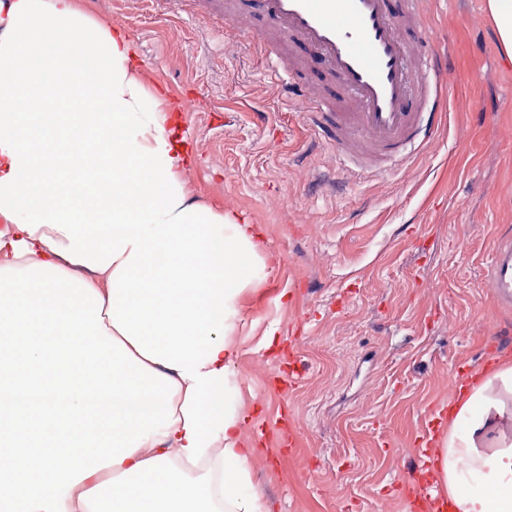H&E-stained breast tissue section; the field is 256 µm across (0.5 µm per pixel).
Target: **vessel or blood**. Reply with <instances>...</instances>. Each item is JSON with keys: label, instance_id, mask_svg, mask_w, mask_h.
Returning <instances> with one entry per match:
<instances>
[{"label": "vessel or blood", "instance_id": "obj_1", "mask_svg": "<svg viewBox=\"0 0 512 512\" xmlns=\"http://www.w3.org/2000/svg\"><path fill=\"white\" fill-rule=\"evenodd\" d=\"M279 38L299 45L304 57L277 51L276 71L288 76L284 90L296 98L323 140L344 161L377 166L404 160L415 144L437 146L438 117L446 108L442 83L447 68L422 31L420 0H260ZM322 65L344 92L338 102L321 98L294 81L305 63ZM497 307L512 310V237L500 238L483 282ZM447 421L436 410L422 435V462L408 471L405 484L412 506L447 512L427 471L428 444Z\"/></svg>", "mask_w": 512, "mask_h": 512}]
</instances>
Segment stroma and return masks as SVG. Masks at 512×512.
Wrapping results in <instances>:
<instances>
[{
    "mask_svg": "<svg viewBox=\"0 0 512 512\" xmlns=\"http://www.w3.org/2000/svg\"><path fill=\"white\" fill-rule=\"evenodd\" d=\"M88 6L127 33L144 84L177 106L194 197L262 230L263 282L243 301L227 394L267 449L252 488L270 512H408L402 477L451 368L512 361V312L480 286L512 233V62L485 0H424L454 84L434 152L382 174L344 164L286 97L254 43L270 28L255 0H236L244 39L194 0ZM300 320L302 375L273 390ZM284 409L299 428L289 450L270 431Z\"/></svg>",
    "mask_w": 512,
    "mask_h": 512,
    "instance_id": "obj_1",
    "label": "stroma"
}]
</instances>
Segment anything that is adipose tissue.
Here are the masks:
<instances>
[{
	"mask_svg": "<svg viewBox=\"0 0 512 512\" xmlns=\"http://www.w3.org/2000/svg\"><path fill=\"white\" fill-rule=\"evenodd\" d=\"M0 512H267L227 407L261 231L194 200V161L134 45L81 0H0ZM512 362L448 410L452 512H512ZM481 474V490L463 487Z\"/></svg>",
	"mask_w": 512,
	"mask_h": 512,
	"instance_id": "1",
	"label": "adipose tissue"
}]
</instances>
